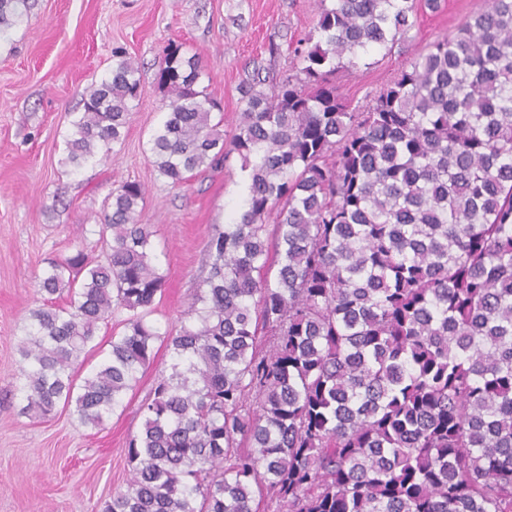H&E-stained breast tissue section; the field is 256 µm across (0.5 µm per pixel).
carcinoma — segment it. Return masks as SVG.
Returning a JSON list of instances; mask_svg holds the SVG:
<instances>
[{
    "mask_svg": "<svg viewBox=\"0 0 512 512\" xmlns=\"http://www.w3.org/2000/svg\"><path fill=\"white\" fill-rule=\"evenodd\" d=\"M485 3L360 107L336 74L406 37L416 0H317L318 39L270 91L240 87L227 140L199 57L166 55L158 172L182 184L233 154L250 171L190 323L166 336L150 320L165 279L126 181L102 256L47 261L20 341L26 413L61 403L94 428L156 341L173 351L101 512H512V0ZM25 4L0 0V28ZM140 95L127 59L86 88L64 164L109 159ZM118 308L123 333L76 386Z\"/></svg>",
    "mask_w": 512,
    "mask_h": 512,
    "instance_id": "carcinoma-1",
    "label": "carcinoma"
}]
</instances>
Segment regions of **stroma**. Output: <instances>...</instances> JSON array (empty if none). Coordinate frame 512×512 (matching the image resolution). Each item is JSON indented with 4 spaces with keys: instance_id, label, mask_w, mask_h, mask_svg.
Wrapping results in <instances>:
<instances>
[{
    "instance_id": "obj_1",
    "label": "stroma",
    "mask_w": 512,
    "mask_h": 512,
    "mask_svg": "<svg viewBox=\"0 0 512 512\" xmlns=\"http://www.w3.org/2000/svg\"><path fill=\"white\" fill-rule=\"evenodd\" d=\"M483 3L439 0L436 9L421 8L406 38L369 51L357 69L340 74L341 93L366 104ZM316 19L315 0H27L0 35V512H100L130 477L124 448L141 429L144 400L173 362L170 348L156 344L137 385L100 427L81 424L63 407L46 421L23 414L19 345L40 301L35 278L46 259L93 247L107 198L124 182H140L146 201L138 221L152 232L165 277L153 320L174 333L202 285L213 229L245 202L239 159L177 186L154 167L149 139L167 100L158 83L161 61L175 46L199 56L201 83L222 106L212 118L230 133L242 108L240 86L258 77L269 90ZM121 59L135 62L141 81L125 138L109 161L64 165L66 113Z\"/></svg>"
}]
</instances>
